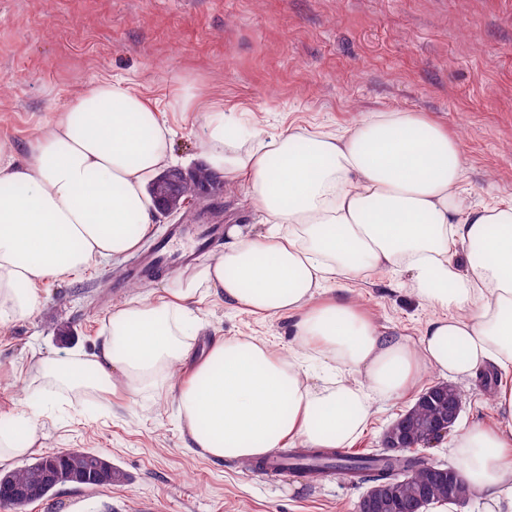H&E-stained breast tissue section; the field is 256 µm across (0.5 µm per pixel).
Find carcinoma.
<instances>
[{
    "label": "carcinoma",
    "instance_id": "cac0c4a2",
    "mask_svg": "<svg viewBox=\"0 0 512 512\" xmlns=\"http://www.w3.org/2000/svg\"><path fill=\"white\" fill-rule=\"evenodd\" d=\"M217 179V175L204 169L196 172L195 180L180 187L170 189L173 201L181 205L188 197L203 190V187ZM409 412L414 418L406 425V448L397 454L376 451L366 455H350L339 448H307L288 454L289 469L299 471L315 479L328 474H340L354 480L369 477L373 485L395 479L406 480L402 487L403 504L389 512H405L417 484L426 477L425 459L411 451V446L419 444L424 436L422 426L430 416L438 412L433 403L413 405ZM50 454H42L29 464L11 471H0V507L11 512H26L33 502L51 495L60 485L103 487L123 481L124 475L112 466L105 455L81 449H69L55 459L54 467L45 465ZM454 476L436 488L432 494L434 501L448 498V487L458 490L457 502L463 503L470 497L461 471L452 466Z\"/></svg>",
    "mask_w": 512,
    "mask_h": 512
}]
</instances>
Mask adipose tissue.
<instances>
[{"label":"adipose tissue","instance_id":"1","mask_svg":"<svg viewBox=\"0 0 512 512\" xmlns=\"http://www.w3.org/2000/svg\"><path fill=\"white\" fill-rule=\"evenodd\" d=\"M199 108L193 88L161 109L103 77L50 113L23 161L0 144V327L38 311L37 283L110 262L149 234L147 187L171 161L165 114ZM205 147L206 168L243 187L260 228L227 226L223 254L165 296L114 306L98 353L45 361L44 377L129 400L176 390L192 447L245 462L293 442L347 447L375 402L430 376L492 370L486 396L500 420L461 428L453 451L484 512H512V200L467 204L457 138L418 112H370L332 135L246 129L215 110ZM396 269L436 311L415 341L379 332L348 293L352 279ZM213 295L291 319V341L224 337L193 360L192 306ZM47 407L31 396L0 429V461L32 452Z\"/></svg>","mask_w":512,"mask_h":512}]
</instances>
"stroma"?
<instances>
[{
    "mask_svg": "<svg viewBox=\"0 0 512 512\" xmlns=\"http://www.w3.org/2000/svg\"><path fill=\"white\" fill-rule=\"evenodd\" d=\"M102 77L160 107L183 86L199 90L205 110L166 115L184 170L204 150L210 107L271 132L328 133L363 112L408 110L458 136L472 202L512 200V0H0V142L16 159L49 112ZM130 262L125 255L38 283L39 311L0 328V425H9L25 392L50 393L54 407L38 421L40 453L97 451L125 475L109 487L63 486L27 512H358L367 482L264 476L200 455L174 422L175 394L119 403L42 380V361L97 352L113 306L137 291L163 294L172 280L162 272L131 288L121 275ZM402 281L375 272L349 288L384 333L415 340L434 311ZM194 310L202 351L222 336L291 339L290 319L262 320L220 297ZM482 384L457 381L458 427L496 422ZM414 400L378 403L350 452L381 448Z\"/></svg>",
    "mask_w": 512,
    "mask_h": 512,
    "instance_id": "1",
    "label": "stroma"
}]
</instances>
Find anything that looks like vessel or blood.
<instances>
[{
	"mask_svg": "<svg viewBox=\"0 0 512 512\" xmlns=\"http://www.w3.org/2000/svg\"><path fill=\"white\" fill-rule=\"evenodd\" d=\"M223 234L224 227L220 224L172 225L166 238L136 258L132 274L144 278L162 269L181 268L191 261L195 251L219 241Z\"/></svg>",
	"mask_w": 512,
	"mask_h": 512,
	"instance_id": "obj_1",
	"label": "vessel or blood"
}]
</instances>
